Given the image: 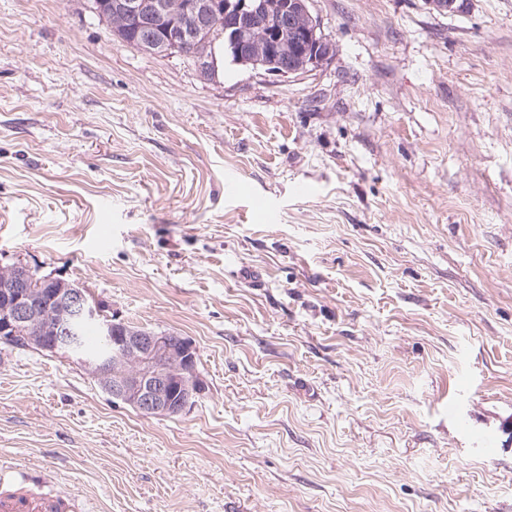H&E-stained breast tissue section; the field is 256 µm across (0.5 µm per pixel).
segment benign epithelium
<instances>
[{
    "mask_svg": "<svg viewBox=\"0 0 512 512\" xmlns=\"http://www.w3.org/2000/svg\"><path fill=\"white\" fill-rule=\"evenodd\" d=\"M310 0H290L288 11L277 10L270 0H184L181 15L163 31L152 18L164 6L157 0H96L95 6L120 8L140 35L139 46L163 54L180 51L183 43L203 29L220 22L228 31L227 43L239 63L253 68L265 62L248 58L244 45L252 34L250 21L262 16L276 20L274 31L292 34L291 48L276 47V67L269 73L297 75L322 61L316 53L320 25L309 9ZM55 307L56 320L43 313ZM92 323L107 350L89 356L81 345L80 326ZM27 334L19 336V331ZM22 338L35 350L67 358L87 368L112 399L145 417H172L184 413L203 388L190 344L166 332L133 327L112 316L109 308L86 289L35 281L33 270L21 262L0 268V341Z\"/></svg>",
    "mask_w": 512,
    "mask_h": 512,
    "instance_id": "benign-epithelium-1",
    "label": "benign epithelium"
}]
</instances>
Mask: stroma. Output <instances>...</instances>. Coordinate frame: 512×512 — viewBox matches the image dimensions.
Wrapping results in <instances>:
<instances>
[{
	"label": "stroma",
	"mask_w": 512,
	"mask_h": 512,
	"mask_svg": "<svg viewBox=\"0 0 512 512\" xmlns=\"http://www.w3.org/2000/svg\"><path fill=\"white\" fill-rule=\"evenodd\" d=\"M309 8L318 67L205 77L89 0H0V262L186 338L204 380L149 418L0 343V461L43 491L512 512V0Z\"/></svg>",
	"instance_id": "obj_1"
}]
</instances>
